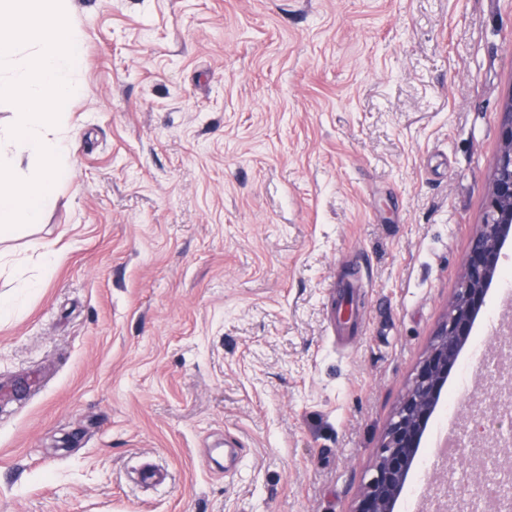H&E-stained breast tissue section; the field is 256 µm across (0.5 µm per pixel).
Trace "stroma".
Returning <instances> with one entry per match:
<instances>
[{
  "label": "stroma",
  "mask_w": 512,
  "mask_h": 512,
  "mask_svg": "<svg viewBox=\"0 0 512 512\" xmlns=\"http://www.w3.org/2000/svg\"><path fill=\"white\" fill-rule=\"evenodd\" d=\"M69 178L8 249L0 512H355L461 284L512 0H73ZM503 275L446 390L493 391ZM440 398L394 512H425ZM146 462L166 484L136 478ZM25 273H20L13 278L14 290L10 294L0 296V312L1 315L6 310H13L18 300L28 294L32 288H38L40 280L34 277H27ZM505 354L511 360V340L503 342L496 350L479 349L478 361L481 369L492 374L493 376L499 374L501 371L502 358Z\"/></svg>",
  "instance_id": "obj_1"
}]
</instances>
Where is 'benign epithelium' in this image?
Masks as SVG:
<instances>
[{
  "label": "benign epithelium",
  "mask_w": 512,
  "mask_h": 512,
  "mask_svg": "<svg viewBox=\"0 0 512 512\" xmlns=\"http://www.w3.org/2000/svg\"><path fill=\"white\" fill-rule=\"evenodd\" d=\"M512 235V98L508 100L501 128V146L489 185L482 224L472 239L448 318L437 332L419 365L411 388L402 398L396 419L388 426L374 463V475L360 495L356 512H392L416 458L420 437L432 415L448 373L470 335L477 311L485 303L488 284L500 269L501 246ZM498 413L507 421L506 432L495 442L512 441V385L502 386ZM497 489L495 512H512V465L484 475Z\"/></svg>",
  "instance_id": "1"
}]
</instances>
